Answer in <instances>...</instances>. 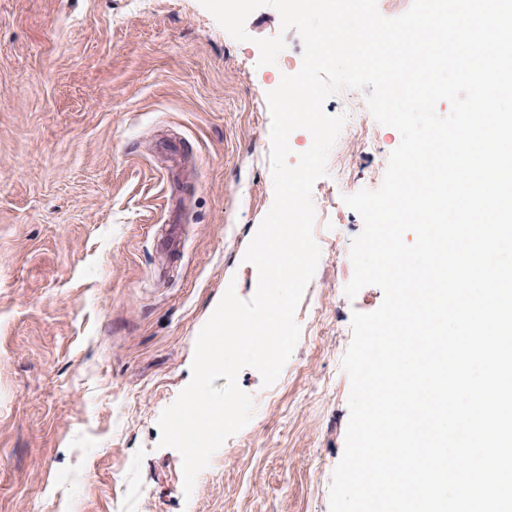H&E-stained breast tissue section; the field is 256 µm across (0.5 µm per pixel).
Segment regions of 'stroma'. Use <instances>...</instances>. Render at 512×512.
I'll use <instances>...</instances> for the list:
<instances>
[{
  "label": "stroma",
  "mask_w": 512,
  "mask_h": 512,
  "mask_svg": "<svg viewBox=\"0 0 512 512\" xmlns=\"http://www.w3.org/2000/svg\"><path fill=\"white\" fill-rule=\"evenodd\" d=\"M265 6L233 39L200 0H0V512H329L349 421L344 289L361 217L336 161L313 187L320 259L300 338L271 386L244 368L250 422L183 489L158 425L192 378L197 336L274 201L267 94L281 31ZM350 141L352 181L378 189L399 132ZM233 465H225L226 454Z\"/></svg>",
  "instance_id": "obj_1"
}]
</instances>
